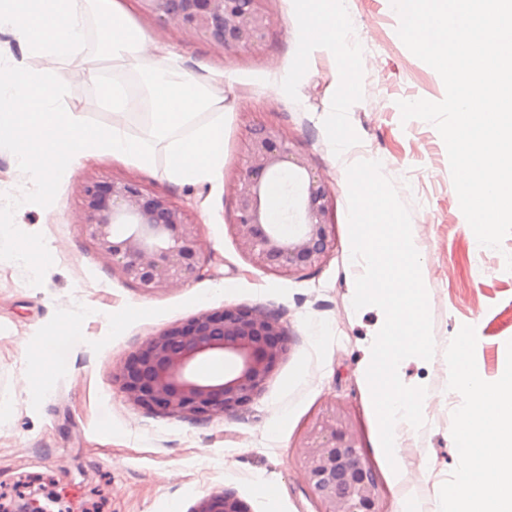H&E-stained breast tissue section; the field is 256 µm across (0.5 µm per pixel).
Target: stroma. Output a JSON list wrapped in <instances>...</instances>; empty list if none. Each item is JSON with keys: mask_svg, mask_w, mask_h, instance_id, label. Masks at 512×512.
I'll list each match as a JSON object with an SVG mask.
<instances>
[{"mask_svg": "<svg viewBox=\"0 0 512 512\" xmlns=\"http://www.w3.org/2000/svg\"><path fill=\"white\" fill-rule=\"evenodd\" d=\"M129 24L174 52L199 82H224V162L210 180L171 182L165 153L145 172L109 156L82 161L61 180L54 215L25 204L16 226L43 234L54 263L44 284L0 260V490L26 480L27 501L44 512H190L213 488L235 493L251 512H318L295 461L318 414L347 407L379 481L381 512H432L457 473L453 441L471 397L448 391V339L469 332L461 359L493 387L512 374V235L501 249L479 246L459 206L445 144L430 123L402 121L399 101H441L439 74L402 43L390 0H344L352 48L365 62L344 93L334 48L305 32L302 0H269L273 25L259 51L225 50L145 13L139 0H113ZM67 109L111 125L94 84L75 79ZM285 129L313 171L332 187L336 245L319 267L292 275L257 268L230 232L232 185L245 166L251 128ZM377 160L408 207L429 294L436 354L405 364L406 381L430 395L425 424L404 429L402 468L391 475L377 419L361 380L378 309L354 310L358 263L351 260L346 168ZM127 178L186 209L199 225V278L152 294L103 264L83 232L82 182ZM227 305L279 312L289 355L262 395L238 414L163 418L127 402L116 368L144 340L203 310ZM65 342L45 369L27 355L45 337Z\"/></svg>", "mask_w": 512, "mask_h": 512, "instance_id": "stroma-1", "label": "stroma"}]
</instances>
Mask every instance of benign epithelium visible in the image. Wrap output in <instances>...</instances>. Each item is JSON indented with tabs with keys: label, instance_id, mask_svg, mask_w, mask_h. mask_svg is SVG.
Instances as JSON below:
<instances>
[{
	"label": "benign epithelium",
	"instance_id": "7a95c632",
	"mask_svg": "<svg viewBox=\"0 0 512 512\" xmlns=\"http://www.w3.org/2000/svg\"><path fill=\"white\" fill-rule=\"evenodd\" d=\"M162 22L172 21L225 50H258L271 18L266 0H140ZM290 186L288 231L267 222L266 184L285 174ZM231 230L253 263L295 273L323 264L336 245L333 191L311 171L288 135L273 127L251 129L246 167L234 183ZM83 234L112 269L151 293L197 279L203 269L197 224L168 198L128 179L82 183ZM291 334L272 310L230 305L205 310L146 339L116 369L131 404L168 418L232 415L258 399L291 349ZM222 358L224 372L198 367ZM300 473L320 512H379V483L347 412L327 409L302 442ZM191 512H249L232 492L197 500Z\"/></svg>",
	"mask_w": 512,
	"mask_h": 512
}]
</instances>
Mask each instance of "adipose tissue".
Wrapping results in <instances>:
<instances>
[{"label": "adipose tissue", "instance_id": "ef3b65f1", "mask_svg": "<svg viewBox=\"0 0 512 512\" xmlns=\"http://www.w3.org/2000/svg\"><path fill=\"white\" fill-rule=\"evenodd\" d=\"M310 35L332 46L348 47L349 36L342 0H320L311 15ZM459 338L448 341V389L471 391L477 399L461 410L454 432L463 443L457 482L441 497L436 512H512V382L502 389L484 384L482 377L461 367L455 352ZM488 424L484 445H476L477 427Z\"/></svg>", "mask_w": 512, "mask_h": 512}]
</instances>
